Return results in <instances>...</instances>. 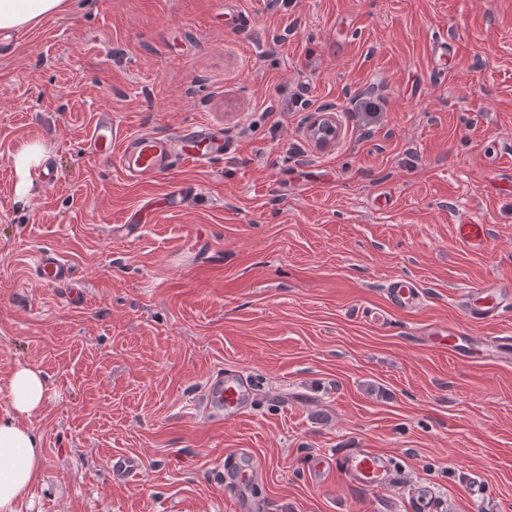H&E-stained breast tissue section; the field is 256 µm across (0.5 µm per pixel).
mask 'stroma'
I'll list each match as a JSON object with an SVG mask.
<instances>
[{"label":"stroma","instance_id":"obj_1","mask_svg":"<svg viewBox=\"0 0 512 512\" xmlns=\"http://www.w3.org/2000/svg\"><path fill=\"white\" fill-rule=\"evenodd\" d=\"M102 112L122 134L208 123L230 148L133 185L87 151ZM29 143L54 180L33 170L21 199ZM182 185L181 209L115 234ZM465 216L487 250L458 244ZM44 250L75 286L38 279ZM399 277L418 309L391 304ZM494 280L512 282V0H70L0 36V384L21 363L49 383L27 512H237L230 450L267 512H420L422 489L431 512H512V360L493 351L512 313H460ZM231 373L244 412L202 413ZM358 449L392 459L385 484L337 469ZM329 110L330 108L326 107L322 112H317L309 129L310 134L323 144L328 143L336 135L334 117ZM41 159L42 149L38 144L25 145L13 156V164L22 177L18 186V193L21 196L27 194L30 183L27 178L32 170L40 166Z\"/></svg>","mask_w":512,"mask_h":512}]
</instances>
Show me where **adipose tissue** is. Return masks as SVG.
Masks as SVG:
<instances>
[{"label":"adipose tissue","instance_id":"obj_1","mask_svg":"<svg viewBox=\"0 0 512 512\" xmlns=\"http://www.w3.org/2000/svg\"><path fill=\"white\" fill-rule=\"evenodd\" d=\"M67 0H0V31L37 24L66 11ZM48 393L45 373L37 365H18L4 390L8 402L0 416V512H23L44 477V450L27 421Z\"/></svg>","mask_w":512,"mask_h":512}]
</instances>
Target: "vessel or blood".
Masks as SVG:
<instances>
[{"mask_svg":"<svg viewBox=\"0 0 512 512\" xmlns=\"http://www.w3.org/2000/svg\"><path fill=\"white\" fill-rule=\"evenodd\" d=\"M221 129L208 124L192 126L180 134L168 137L153 134L119 135L109 113H100L91 131L88 149L101 160L118 164L125 179L132 183H149L168 171L174 161L199 165L209 161L207 146L223 141ZM192 194L191 188L180 187L165 195L147 201L143 210L157 213L182 205ZM456 239L472 251L486 249L489 242L488 227L464 219L455 226ZM41 282L58 286L72 279L71 266L51 251L42 252L37 259ZM388 294L394 307L407 310L420 303V291L412 280L401 278L393 281ZM512 302V286L496 282L466 290L461 301V312L466 323L487 324L498 320L508 303ZM246 386L239 379L212 380L204 398L208 411L229 414L240 412L245 399ZM342 465L351 481L375 488L385 483L390 475L387 459L373 451L358 450L347 455ZM224 468L235 472L236 478L230 489L237 499H244L246 490L255 483L252 470L236 471L234 455H227Z\"/></svg>","mask_w":512,"mask_h":512,"instance_id":"obj_1","label":"vessel or blood"}]
</instances>
